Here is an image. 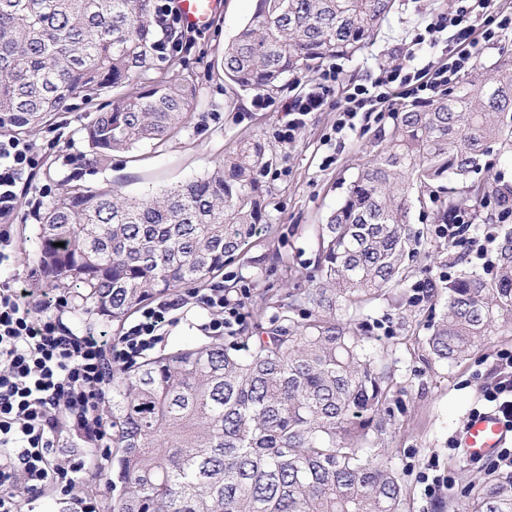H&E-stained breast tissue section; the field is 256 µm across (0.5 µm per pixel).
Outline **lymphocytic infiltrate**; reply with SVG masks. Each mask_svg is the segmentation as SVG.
Wrapping results in <instances>:
<instances>
[{"label":"lymphocytic infiltrate","mask_w":512,"mask_h":512,"mask_svg":"<svg viewBox=\"0 0 512 512\" xmlns=\"http://www.w3.org/2000/svg\"><path fill=\"white\" fill-rule=\"evenodd\" d=\"M444 31L449 34L445 65L432 72L415 68L412 52L384 65L371 84L350 87L337 103V132L355 130L359 113L393 112L392 86L420 102L426 92L458 81L476 67L478 47L492 48L512 37V13L497 10L494 0H471L438 15L412 44L422 46L427 36ZM338 78L336 67H328L284 105L281 141L292 142L312 114L325 109ZM39 163L26 138L0 134V267L15 259L17 189ZM189 298L211 311L203 325L211 335L234 332L245 322L241 301L225 298L223 288L213 286L144 308L120 335L92 330L78 335L62 322L68 295L37 293L17 280L0 281V512H21L49 490L66 499L73 512H100L96 497L75 498L71 491L85 473H105L110 460L100 409L108 398L112 366L134 364L152 350L171 324L172 311Z\"/></svg>","instance_id":"f902f5d3"}]
</instances>
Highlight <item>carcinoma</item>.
I'll return each mask as SVG.
<instances>
[{"label": "carcinoma", "mask_w": 512, "mask_h": 512, "mask_svg": "<svg viewBox=\"0 0 512 512\" xmlns=\"http://www.w3.org/2000/svg\"><path fill=\"white\" fill-rule=\"evenodd\" d=\"M395 0H256L224 45L220 71L244 92L360 52ZM156 0H0V132L29 137L79 100L88 162L160 143L189 121L195 86L169 61L159 71ZM384 145L360 164L320 226L306 288L253 300V323L222 342L186 344L112 374L102 416L112 428L109 512H404L406 489L379 451L395 425L393 373L351 316L403 288L407 261L431 229L485 197L501 228L495 272L448 277L425 346L439 362L467 356L512 325V184L488 177L460 196L444 179L488 170L512 154V50L477 66L425 110L392 115ZM270 163L242 141L205 175L149 197L115 188L63 189L37 217L31 256L40 287H82L78 311L121 323L155 296L203 286L259 233ZM271 309L282 314L268 316ZM306 321L295 320L296 313ZM269 318L270 326L261 324ZM464 512H512V475L469 487Z\"/></svg>", "instance_id": "carcinoma-1"}]
</instances>
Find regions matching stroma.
Segmentation results:
<instances>
[{
    "label": "stroma",
    "instance_id": "35a3bbf8",
    "mask_svg": "<svg viewBox=\"0 0 512 512\" xmlns=\"http://www.w3.org/2000/svg\"><path fill=\"white\" fill-rule=\"evenodd\" d=\"M218 2L210 27L193 33L190 43L173 51L184 63V75L196 86L197 107L186 128L164 143L113 154L108 163L98 167L88 165L87 146L78 133L91 118L81 106L71 105L32 136V144L45 161L35 169L20 198L19 254L10 268L17 279H37V264L24 254L32 249L37 226L29 213L30 203L40 194L52 198L62 188L81 185L112 186L141 197L202 176L241 140L257 137L272 158L260 177L270 227L253 238L241 259L226 266L216 282L229 286L230 297L246 305L263 289L305 281L313 272L318 226L340 203L358 164L375 151L390 123L389 117L362 112L356 131L334 134L336 102L350 86L374 80L380 65L391 61L398 44L411 40L435 15L452 12L460 4V0H396L393 12L369 44L355 56L337 60L340 74L330 107L313 114L296 139L286 143L276 135L282 107L304 92L311 75L302 72L290 77L282 90L269 94L267 109H257L253 93L233 90L215 68L225 43L253 13L255 0ZM476 209L479 218L462 242L451 245L437 235L423 242L410 283L435 280L441 273L453 274L459 266H471L489 229L486 203H477ZM275 253L281 254V262L272 261ZM174 317L158 350L168 351L189 341H210V334L202 329L210 318L208 310L188 304L176 310ZM361 319L370 345L387 354L394 372L390 408L396 429L386 441V455L407 488L405 512H458L465 503L463 492L476 476L490 468L504 476L512 474L497 458L468 460L454 446L468 416L474 409L484 408L483 394L498 379V355L512 350V331H495L484 346L447 364L435 361L424 344L433 319L429 303L409 304L385 296L367 305ZM430 469L448 477L451 488L426 496L422 475Z\"/></svg>",
    "mask_w": 512,
    "mask_h": 512
}]
</instances>
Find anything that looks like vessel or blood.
Here are the masks:
<instances>
[{"instance_id":"b4317fda","label":"vessel or blood","mask_w":512,"mask_h":512,"mask_svg":"<svg viewBox=\"0 0 512 512\" xmlns=\"http://www.w3.org/2000/svg\"><path fill=\"white\" fill-rule=\"evenodd\" d=\"M217 0H177L183 23L191 28L208 26L216 12ZM512 444V424L496 410L487 409L470 417L459 434L458 446L471 460L492 456Z\"/></svg>"}]
</instances>
